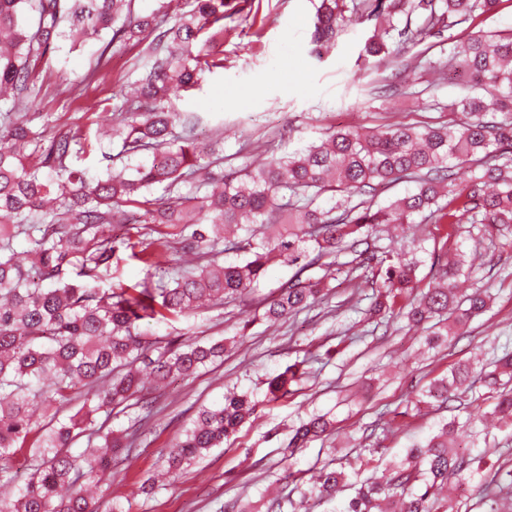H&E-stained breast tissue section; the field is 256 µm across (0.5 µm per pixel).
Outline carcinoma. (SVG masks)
I'll list each match as a JSON object with an SVG mask.
<instances>
[{"mask_svg": "<svg viewBox=\"0 0 512 512\" xmlns=\"http://www.w3.org/2000/svg\"><path fill=\"white\" fill-rule=\"evenodd\" d=\"M134 2L0 0V101L35 95L38 64L60 41L75 46L110 35L90 84L106 80L104 57L112 45L145 44L144 72L111 127L123 163L103 156L105 170L93 181L72 164L92 147L85 135L47 141L15 105L0 112V481H11L8 463L18 450L29 449L30 458L28 479L13 497L0 498V512H97L89 487L111 473L114 454L122 450L129 460L154 415L144 392L175 376L188 379L233 349L224 340L151 339L141 322L179 321L204 302L245 298L259 291L272 262L294 272L263 301L261 318L271 324L319 304L322 279L304 273L315 265L328 272L343 254L352 256L345 262L349 273L373 289L365 315L382 323L398 315L409 328L434 322L425 337L429 349L490 310L485 291L457 288L464 251L455 250L422 289L418 262L404 258V247L382 251L370 237L382 224L419 222L434 225L447 242L463 223L480 224L490 236L512 224V31L474 32L453 42L448 56L414 65L473 77L471 89L450 104L465 117L459 124L331 129L278 158L224 169L223 143L198 141L194 116L172 111L168 98L224 68V21L241 9L232 0H192L168 25L137 13ZM500 2L320 0L311 53L319 58L329 51L354 17L374 22L365 53L377 57L401 42H421L490 15ZM490 111L503 120H485ZM403 180L414 182L415 191L378 204L379 189ZM156 186L163 196H153ZM325 194L328 208L321 203ZM128 220L175 228L180 249L163 232L138 251L130 246L152 282L133 291L103 290L101 276L125 245L112 237V225ZM19 235L28 244L27 263L13 248ZM230 251L235 257L222 263L177 260L180 253ZM306 363L267 378V402L294 394L308 375ZM475 374L485 392L468 406L490 401L495 425L512 428V348L506 345L478 369L450 365L405 400L398 415L416 416L425 401L448 407ZM134 408L131 425L115 434L112 412L128 415ZM257 408L250 395L237 392L201 408L167 456L170 477L224 447ZM332 428L327 416H309L290 437V453ZM455 431L453 420L438 423L404 458L386 464L382 480L361 478L377 469L382 448H359L345 463L323 466L293 512L350 484L354 494L336 512H448V500L440 497L448 480L481 474V461L459 450ZM85 434L101 451L71 452ZM511 494L495 477L485 482L484 512H501Z\"/></svg>", "mask_w": 512, "mask_h": 512, "instance_id": "carcinoma-1", "label": "carcinoma"}]
</instances>
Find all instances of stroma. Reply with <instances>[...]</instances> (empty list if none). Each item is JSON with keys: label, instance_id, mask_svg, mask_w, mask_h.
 <instances>
[{"label": "stroma", "instance_id": "35a3bbf8", "mask_svg": "<svg viewBox=\"0 0 512 512\" xmlns=\"http://www.w3.org/2000/svg\"><path fill=\"white\" fill-rule=\"evenodd\" d=\"M314 19L312 0H249L224 34L223 70L207 75L201 89L173 95L174 111L197 113L199 141L223 140L225 164L270 159L318 139L330 128L459 121V113L448 106L462 94L461 83L438 81L423 71L407 76L405 67L415 62L420 47L402 45L387 57H365L363 47L373 24L360 20L348 23L335 46L318 58L310 45ZM99 49L94 42L46 56L39 68V91L23 103L34 130L48 138L69 131L94 136L106 114H118L137 77L135 47H111L106 82L85 85L80 96L72 92L84 85ZM458 239L465 249L482 254L463 287L490 289L494 301L489 312L468 325L466 335L436 356L427 352L417 331L400 322L385 326L367 320L368 300L358 299L343 275H326L318 268L312 269V277L328 281L323 303L278 324L258 319L257 303L247 300L154 326L158 336L204 342L236 337L242 348L195 378H174L150 391L158 413L149 423L148 444L113 468L111 480L96 497L98 512H224L236 502L266 512V490L272 485L279 490L281 512H291L306 486L301 472L350 453L377 411L401 407L449 364L489 358L493 348L512 340V248L504 239L483 236L476 224L462 225ZM246 319L252 326L246 336H238ZM303 358L311 373L294 396L264 408L223 448L173 484L139 493L140 484L163 468L172 443L200 406L222 402L232 388L263 398L265 379ZM313 412L334 420L333 433L286 458L293 426ZM442 417L425 404L406 427L379 434L387 458L402 457ZM454 417L459 423L457 443L483 458L486 469L512 461V429L491 428L488 442L474 443L468 410H456Z\"/></svg>", "mask_w": 512, "mask_h": 512}]
</instances>
